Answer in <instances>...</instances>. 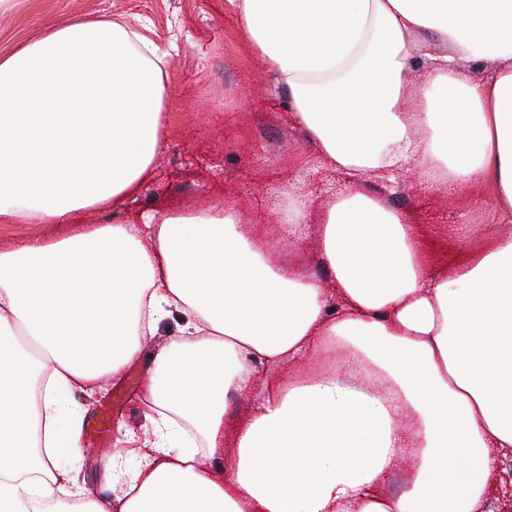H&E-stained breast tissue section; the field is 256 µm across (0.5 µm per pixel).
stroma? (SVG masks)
Returning <instances> with one entry per match:
<instances>
[{
  "mask_svg": "<svg viewBox=\"0 0 512 512\" xmlns=\"http://www.w3.org/2000/svg\"><path fill=\"white\" fill-rule=\"evenodd\" d=\"M77 19H109L135 27L167 56L163 65L165 149L151 182L116 210L83 211L77 226L0 222V246L45 244L99 224H123L142 212L164 217L224 201L235 203L246 222L284 224L288 212L283 184L313 157L302 133L288 122L289 97L254 53L238 21L237 0H12L0 10V54L39 37L47 28ZM473 194L453 196L424 189L415 172L402 175L389 204L417 224H470L484 228L500 221L492 192L472 204ZM125 389L124 405L112 416L111 444L134 468L136 458L125 430L143 433L144 386L105 380L84 402L90 412Z\"/></svg>",
  "mask_w": 512,
  "mask_h": 512,
  "instance_id": "stroma-1",
  "label": "stroma"
}]
</instances>
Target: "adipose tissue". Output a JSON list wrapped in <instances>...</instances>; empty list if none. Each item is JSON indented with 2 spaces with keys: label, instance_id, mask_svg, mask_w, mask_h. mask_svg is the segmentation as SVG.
Segmentation results:
<instances>
[{
  "label": "adipose tissue",
  "instance_id": "obj_1",
  "mask_svg": "<svg viewBox=\"0 0 512 512\" xmlns=\"http://www.w3.org/2000/svg\"><path fill=\"white\" fill-rule=\"evenodd\" d=\"M239 21L320 169L346 177L319 228L333 283L280 261L312 204L300 182L287 224L230 203L0 251V512H60V491L71 512H482L512 457V0H239ZM164 57L108 20L0 55V220L135 196L164 149ZM411 169L498 200L481 246L448 225L452 268L374 190ZM174 313L149 445L121 495L92 494L60 465L81 453L73 392L120 378ZM232 391L249 414L229 417Z\"/></svg>",
  "mask_w": 512,
  "mask_h": 512
}]
</instances>
